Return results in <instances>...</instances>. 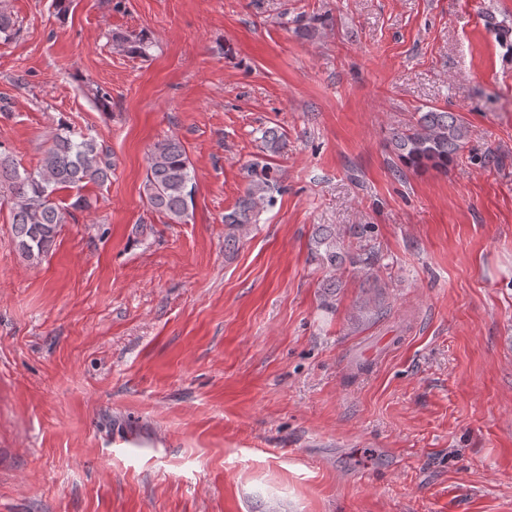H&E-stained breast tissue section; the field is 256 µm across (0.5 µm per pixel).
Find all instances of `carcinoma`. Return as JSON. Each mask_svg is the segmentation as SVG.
Here are the masks:
<instances>
[{"label": "carcinoma", "mask_w": 512, "mask_h": 512, "mask_svg": "<svg viewBox=\"0 0 512 512\" xmlns=\"http://www.w3.org/2000/svg\"><path fill=\"white\" fill-rule=\"evenodd\" d=\"M16 33V21L0 5V37L9 40ZM117 47L133 56L146 53L147 42L141 37L124 38ZM467 130L452 112L430 109L418 113L415 123L393 135L392 146L402 162L413 169L448 167L458 156ZM262 149L275 154L284 148L278 130L267 128L261 133ZM112 173L109 151L96 139L77 137L69 128L59 125L44 150L39 168L19 169L9 154L0 150V197L10 203L11 224L15 244L29 260H39L51 249L60 225L67 222L71 210L88 209L90 201L79 194L68 204L56 199L65 189L82 190L87 184L102 185ZM191 163L178 139L156 143L147 158L143 194L148 207L169 223L180 224L187 216L193 197ZM280 192L278 178L268 165L253 164L248 172L244 195L235 207L224 214V247H238L248 226L257 223L264 210L275 204ZM312 252L321 264L336 270L359 262L342 245L340 234L330 225H320L312 236ZM375 293L364 300L355 316L358 322H370L381 314L382 285H373Z\"/></svg>", "instance_id": "cac0c4a2"}]
</instances>
